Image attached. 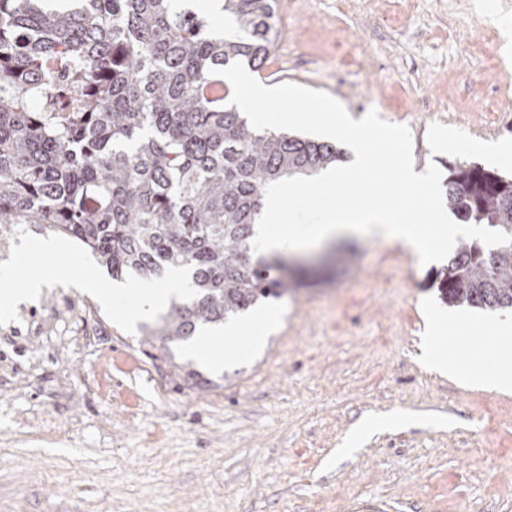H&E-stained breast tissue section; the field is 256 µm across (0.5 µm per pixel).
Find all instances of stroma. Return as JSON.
I'll return each instance as SVG.
<instances>
[{"label":"stroma","mask_w":512,"mask_h":512,"mask_svg":"<svg viewBox=\"0 0 512 512\" xmlns=\"http://www.w3.org/2000/svg\"><path fill=\"white\" fill-rule=\"evenodd\" d=\"M276 0L265 86L328 93L417 131V170L487 165L512 142V70L502 22L512 0ZM56 240L47 259L39 249ZM310 286L271 300L266 343L235 355L204 392L173 390L144 359L140 332L83 281L99 270L41 224L0 240L13 288L65 273L0 313V512H512V391L427 369L418 359L443 262L420 264L374 235L288 253ZM407 422L338 455L383 413Z\"/></svg>","instance_id":"stroma-1"}]
</instances>
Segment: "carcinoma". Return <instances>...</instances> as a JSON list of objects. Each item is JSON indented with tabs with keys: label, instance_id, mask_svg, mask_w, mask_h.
I'll use <instances>...</instances> for the list:
<instances>
[{
	"label": "carcinoma",
	"instance_id": "carcinoma-1",
	"mask_svg": "<svg viewBox=\"0 0 512 512\" xmlns=\"http://www.w3.org/2000/svg\"><path fill=\"white\" fill-rule=\"evenodd\" d=\"M223 11L232 36L186 0H0V233L43 224L114 280L187 272L192 293L139 339L176 389L217 387L181 352L197 332L300 286L252 247L267 185L344 160L335 143L256 130L225 108L215 71L262 69L278 16L275 0ZM445 194L460 221L512 236V177L451 166ZM441 291L452 306L512 309V242H461Z\"/></svg>",
	"mask_w": 512,
	"mask_h": 512
}]
</instances>
